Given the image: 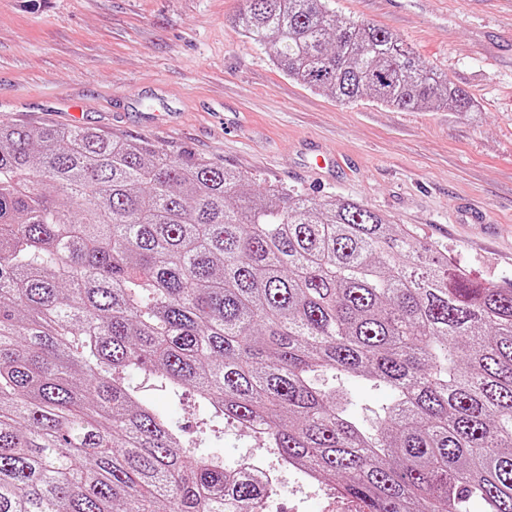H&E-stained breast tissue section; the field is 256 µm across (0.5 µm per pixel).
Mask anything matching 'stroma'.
I'll list each match as a JSON object with an SVG mask.
<instances>
[{
  "mask_svg": "<svg viewBox=\"0 0 512 512\" xmlns=\"http://www.w3.org/2000/svg\"><path fill=\"white\" fill-rule=\"evenodd\" d=\"M382 26L473 101L469 112L344 106L273 65L238 25L245 0H0V122L73 123L223 164L317 200L346 198L415 227L474 279L512 281V0H332ZM238 123L224 130L225 117ZM335 167L313 172V155ZM137 398L197 452L237 468L277 449L195 394L142 372ZM269 499L271 512H328L334 482Z\"/></svg>",
  "mask_w": 512,
  "mask_h": 512,
  "instance_id": "obj_1",
  "label": "stroma"
}]
</instances>
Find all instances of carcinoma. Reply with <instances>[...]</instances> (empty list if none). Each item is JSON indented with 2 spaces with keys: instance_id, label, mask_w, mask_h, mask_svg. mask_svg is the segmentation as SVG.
Instances as JSON below:
<instances>
[{
  "instance_id": "cac0c4a2",
  "label": "carcinoma",
  "mask_w": 512,
  "mask_h": 512,
  "mask_svg": "<svg viewBox=\"0 0 512 512\" xmlns=\"http://www.w3.org/2000/svg\"><path fill=\"white\" fill-rule=\"evenodd\" d=\"M243 32L341 104L471 98L329 0H247ZM84 126L0 125V512H261L133 370L191 387L365 512H512V283L408 224ZM393 399L369 426L344 380Z\"/></svg>"
}]
</instances>
